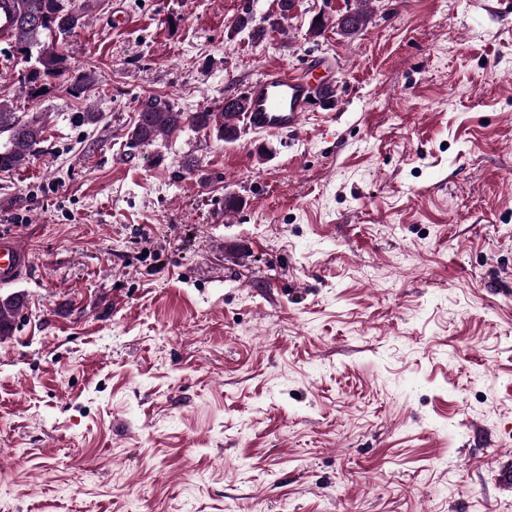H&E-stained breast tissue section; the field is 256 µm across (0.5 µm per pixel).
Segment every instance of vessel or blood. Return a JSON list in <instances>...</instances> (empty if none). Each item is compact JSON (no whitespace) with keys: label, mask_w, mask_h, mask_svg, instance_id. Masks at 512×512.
I'll return each instance as SVG.
<instances>
[{"label":"vessel or blood","mask_w":512,"mask_h":512,"mask_svg":"<svg viewBox=\"0 0 512 512\" xmlns=\"http://www.w3.org/2000/svg\"><path fill=\"white\" fill-rule=\"evenodd\" d=\"M333 85L312 82L306 74L285 68L264 72L251 83L244 96L247 107L242 118L254 133L276 136L299 132L314 102L331 99ZM29 249L12 233H0V285L10 286L26 275L31 267Z\"/></svg>","instance_id":"vessel-or-blood-1"}]
</instances>
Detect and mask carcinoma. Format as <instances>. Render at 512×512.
I'll return each mask as SVG.
<instances>
[{
  "label": "carcinoma",
  "instance_id": "1",
  "mask_svg": "<svg viewBox=\"0 0 512 512\" xmlns=\"http://www.w3.org/2000/svg\"><path fill=\"white\" fill-rule=\"evenodd\" d=\"M14 35L12 47L20 59L28 65L30 96H37L46 82L57 79L67 71L65 48L76 30L84 26L89 13L95 7L93 0H16ZM371 0H356L347 15L336 16L331 24L328 19L313 16L309 22L307 36L319 38L332 26L340 36L351 39L371 22L369 4ZM288 17L280 12L268 16V26L253 25V16L246 11L235 20V27L248 32L249 37L259 42L271 31L282 28ZM96 83L94 72H84L69 78V92L79 97ZM235 110L221 107L187 113L160 96L143 99L138 107L137 119L126 134L131 148L151 146L170 136L189 123L199 129L208 130L226 143L238 140L239 132L234 111H243L244 97L234 101ZM45 127L38 117H25L15 111L13 104L0 98V136L7 142L0 148V171L11 172L25 167L31 157L39 152L44 142ZM25 306V294L13 292L0 295V337L4 330L15 326Z\"/></svg>",
  "mask_w": 512,
  "mask_h": 512
}]
</instances>
